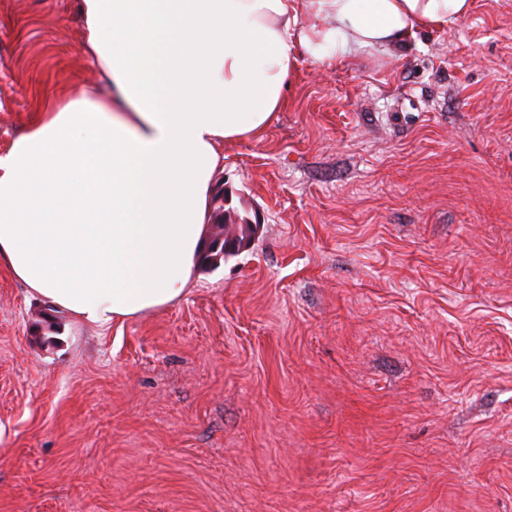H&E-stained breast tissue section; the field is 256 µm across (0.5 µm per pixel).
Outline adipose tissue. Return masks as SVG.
Instances as JSON below:
<instances>
[{
	"instance_id": "1",
	"label": "adipose tissue",
	"mask_w": 512,
	"mask_h": 512,
	"mask_svg": "<svg viewBox=\"0 0 512 512\" xmlns=\"http://www.w3.org/2000/svg\"><path fill=\"white\" fill-rule=\"evenodd\" d=\"M473 0H84L105 97L44 112L0 155V264L99 326L180 299L226 145L260 138L298 56L452 28Z\"/></svg>"
}]
</instances>
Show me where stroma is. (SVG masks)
<instances>
[{"mask_svg": "<svg viewBox=\"0 0 512 512\" xmlns=\"http://www.w3.org/2000/svg\"><path fill=\"white\" fill-rule=\"evenodd\" d=\"M83 0H0V154L105 85ZM175 304L85 325L0 267V512H512V0L299 57Z\"/></svg>", "mask_w": 512, "mask_h": 512, "instance_id": "1", "label": "stroma"}]
</instances>
